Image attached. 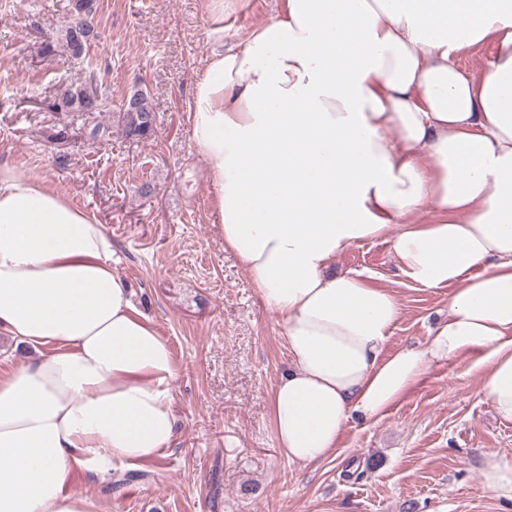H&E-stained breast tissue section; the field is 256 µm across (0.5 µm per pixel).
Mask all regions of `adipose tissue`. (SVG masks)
<instances>
[{"mask_svg": "<svg viewBox=\"0 0 512 512\" xmlns=\"http://www.w3.org/2000/svg\"><path fill=\"white\" fill-rule=\"evenodd\" d=\"M204 3L187 120L224 249L282 326L281 453L320 463L348 420L384 418L435 363L471 355L512 421V0H284L231 50L224 0ZM486 42L494 61L464 76L453 57ZM385 237L408 278L450 290L423 346L387 351L396 295L333 268ZM0 330L42 352L0 375V512H101L74 475L170 446L172 350L105 225L6 165ZM480 474L512 502L511 457L484 456Z\"/></svg>", "mask_w": 512, "mask_h": 512, "instance_id": "obj_1", "label": "adipose tissue"}]
</instances>
